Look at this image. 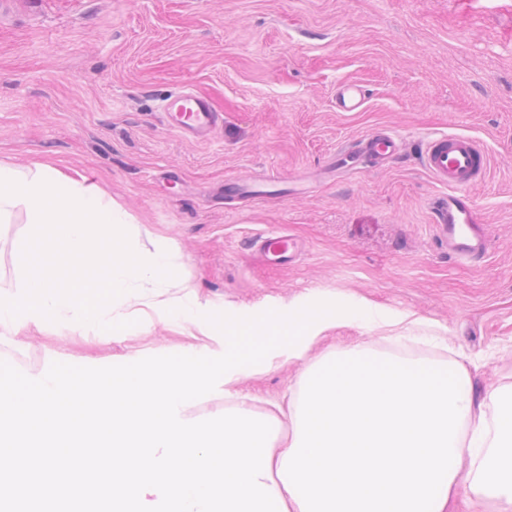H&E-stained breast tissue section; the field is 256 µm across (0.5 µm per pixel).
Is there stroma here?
Listing matches in <instances>:
<instances>
[{"mask_svg":"<svg viewBox=\"0 0 512 512\" xmlns=\"http://www.w3.org/2000/svg\"><path fill=\"white\" fill-rule=\"evenodd\" d=\"M344 80L366 86L363 111H336ZM183 88L222 110L211 140L166 126L161 104ZM376 127L409 139L400 159L320 178L342 143ZM433 131L476 137L491 157L474 196L489 250L473 265L449 257L433 222L444 190L417 145ZM29 159L86 175L171 240L209 312L310 293L368 300L437 325L447 348L415 353L464 354L473 395L512 384V0H22L0 20V162ZM271 171L304 175L305 190L243 207L219 195L227 177ZM270 233L295 235L303 253L262 262L252 241ZM382 336L336 329L240 388L271 412L327 350L383 352ZM192 341L160 323L109 344L50 324L1 342L0 360L29 376Z\"/></svg>","mask_w":512,"mask_h":512,"instance_id":"obj_1","label":"stroma"}]
</instances>
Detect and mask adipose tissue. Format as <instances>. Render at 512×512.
<instances>
[{
	"mask_svg": "<svg viewBox=\"0 0 512 512\" xmlns=\"http://www.w3.org/2000/svg\"><path fill=\"white\" fill-rule=\"evenodd\" d=\"M23 215L33 237L15 242L66 254L61 272L26 258L0 281V335L55 323L92 326L109 342L140 329L144 304L193 291L163 240L142 243L133 217L81 173L46 162L0 164V223ZM108 255L88 275L90 248ZM287 436L269 475L287 512H512V386L475 400L462 359L379 352L354 342L304 378L288 399Z\"/></svg>",
	"mask_w": 512,
	"mask_h": 512,
	"instance_id": "adipose-tissue-1",
	"label": "adipose tissue"
}]
</instances>
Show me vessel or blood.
<instances>
[{
    "instance_id": "1",
    "label": "vessel or blood",
    "mask_w": 512,
    "mask_h": 512,
    "mask_svg": "<svg viewBox=\"0 0 512 512\" xmlns=\"http://www.w3.org/2000/svg\"><path fill=\"white\" fill-rule=\"evenodd\" d=\"M368 100L366 89L354 81L339 83L334 104L340 112H358ZM167 125L182 136L209 139L220 126L223 116L211 101L197 92L178 91L163 105ZM406 139L387 127H377L342 145L339 155L361 167L384 168L402 154ZM420 162L431 178L444 187V196L431 203L433 220L448 240V253L456 261L472 264L488 252V235L475 207L473 191L485 180L490 157L474 137L454 132H434L423 140ZM292 177L278 173L266 175L238 174L225 178L224 198L228 201L253 203L291 195ZM269 262L292 261L299 247L289 236L271 233L253 241Z\"/></svg>"
}]
</instances>
